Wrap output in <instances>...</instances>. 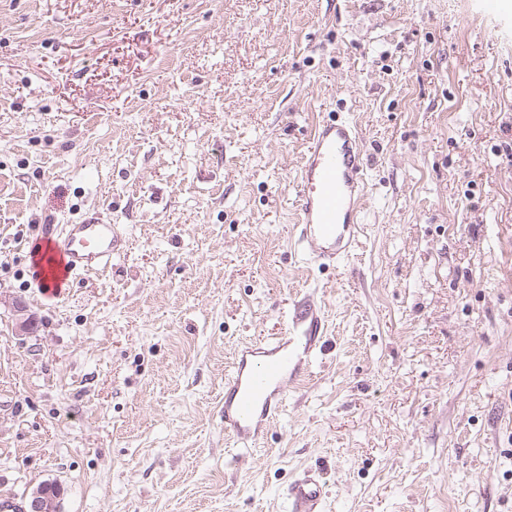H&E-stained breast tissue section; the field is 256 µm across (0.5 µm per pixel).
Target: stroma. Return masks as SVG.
<instances>
[{"label": "stroma", "mask_w": 512, "mask_h": 512, "mask_svg": "<svg viewBox=\"0 0 512 512\" xmlns=\"http://www.w3.org/2000/svg\"><path fill=\"white\" fill-rule=\"evenodd\" d=\"M351 121L365 224L293 245L316 123ZM122 225L39 288L46 225ZM0 500L60 512H512V0H0ZM323 348L250 450L242 342L295 303ZM327 486L320 468H308L288 486L290 512H324ZM57 484H44L34 490L30 496L29 512H59V499L62 489L57 497H50L45 493V488Z\"/></svg>", "instance_id": "stroma-1"}]
</instances>
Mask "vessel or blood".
<instances>
[{
  "label": "vessel or blood",
  "mask_w": 512,
  "mask_h": 512,
  "mask_svg": "<svg viewBox=\"0 0 512 512\" xmlns=\"http://www.w3.org/2000/svg\"><path fill=\"white\" fill-rule=\"evenodd\" d=\"M294 247L322 268L352 256L366 195L360 139L349 122L320 121L297 176ZM41 285L53 293L69 277L110 266L126 245L120 225L90 221L68 225L65 234L46 230ZM322 325L314 313H296L279 335L246 342L224 385V431L243 447L253 446L279 414L289 384L318 348ZM326 481L308 468L289 485L290 512H323Z\"/></svg>",
  "instance_id": "1"
}]
</instances>
